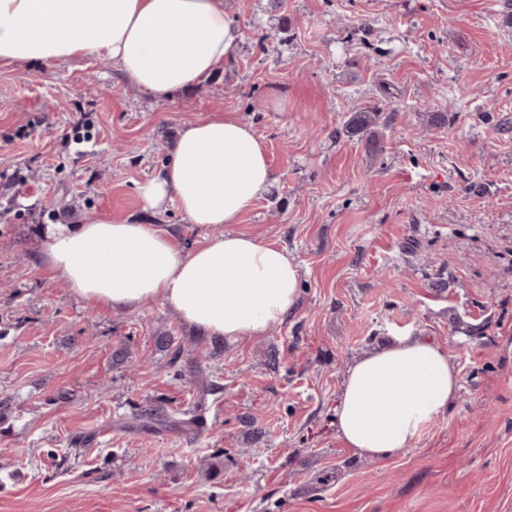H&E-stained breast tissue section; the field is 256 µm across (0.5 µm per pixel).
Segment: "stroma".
<instances>
[{
	"label": "stroma",
	"instance_id": "obj_1",
	"mask_svg": "<svg viewBox=\"0 0 512 512\" xmlns=\"http://www.w3.org/2000/svg\"><path fill=\"white\" fill-rule=\"evenodd\" d=\"M231 5L234 57L168 97L95 56L0 67V512H512V0ZM363 110L378 123L352 132ZM215 112L267 145L276 185L235 229L300 267L281 325L215 340L42 270L41 233L96 214L202 244L211 228L138 186ZM405 332L448 352L459 390L371 460L336 433L344 372ZM162 334L222 388L197 433L124 426L147 399L197 400Z\"/></svg>",
	"mask_w": 512,
	"mask_h": 512
}]
</instances>
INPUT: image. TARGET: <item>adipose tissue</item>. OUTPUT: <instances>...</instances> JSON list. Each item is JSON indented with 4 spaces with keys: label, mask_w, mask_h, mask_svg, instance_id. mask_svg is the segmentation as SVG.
I'll return each instance as SVG.
<instances>
[{
    "label": "adipose tissue",
    "mask_w": 512,
    "mask_h": 512,
    "mask_svg": "<svg viewBox=\"0 0 512 512\" xmlns=\"http://www.w3.org/2000/svg\"><path fill=\"white\" fill-rule=\"evenodd\" d=\"M241 40L226 0H0V66L104 57L157 97L219 73ZM274 184L263 139L212 114L183 125L163 172L138 193L157 211L176 202L190 223L218 234L186 251L154 225L100 215L50 228L40 265L92 307L133 311L154 300L210 337L266 335L295 309L300 268L232 226ZM457 388L446 350L392 337L348 366L336 431L358 453L388 459L447 412Z\"/></svg>",
    "instance_id": "ef3b65f1"
}]
</instances>
